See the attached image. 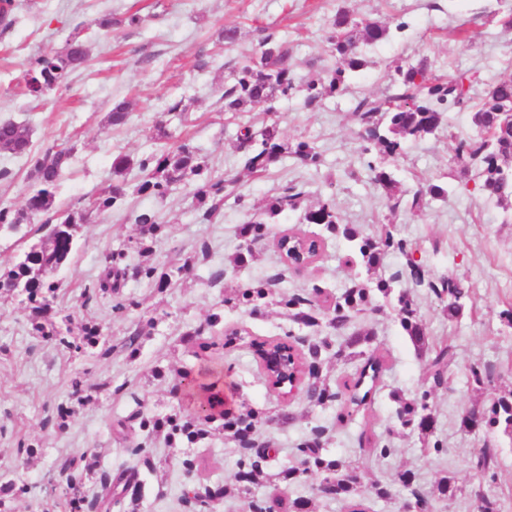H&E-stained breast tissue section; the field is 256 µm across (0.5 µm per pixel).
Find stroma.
I'll return each instance as SVG.
<instances>
[{
  "instance_id": "obj_1",
  "label": "stroma",
  "mask_w": 512,
  "mask_h": 512,
  "mask_svg": "<svg viewBox=\"0 0 512 512\" xmlns=\"http://www.w3.org/2000/svg\"><path fill=\"white\" fill-rule=\"evenodd\" d=\"M367 17L386 26V39L363 46L366 67L350 75L341 95L325 99L315 108L304 105L302 94L277 98L273 104L247 107L238 118L224 113L222 88L231 72L257 52L263 32L276 33L291 49L298 80L336 64V52L326 32L338 10ZM142 16L140 26L124 24L126 15ZM512 13V0H14L12 24L0 29V121L11 120L30 130L31 147L39 152L50 145L73 148L72 166L60 183L56 202L70 205L86 199L112 181V158L141 155L159 147L158 126L167 106L189 98L185 122L171 121L173 140L190 139L215 174L235 180L234 197L213 223H200L186 186L165 199L131 194L124 205L92 214L79 232L76 250L65 266L54 272L61 285L58 305L71 313L74 325L95 321L102 325L113 351L72 354L55 343L30 334L27 311L15 298L0 299V478L21 479L30 494L13 501V512H59L58 493L51 480L61 463L84 452L93 453L103 470L119 471L132 465L129 445L142 442L158 462L156 473L141 472L146 482L140 512H193L183 499L187 486L235 485L240 453L226 440L219 424L194 446L170 444L164 436H146L132 430L119 441L113 430L118 420L142 411L166 415L191 409L188 392H174V372L189 370L196 380H207L211 370L224 372V394L229 405L248 406L261 413L263 422L254 438L273 449L266 470L273 479L248 493H230L210 505V512H248L251 500L312 499L314 512H347L344 499L316 495L319 475L296 480L283 471L295 464L298 445L321 430V444L332 456L358 466L365 481H380L389 498L366 494L369 512H402L411 490L430 496L432 512H475L479 495L497 497L501 512H512V438L461 424L465 409L490 404L512 390V327L500 318L503 304L512 300V207L465 189L468 179L454 160L455 139L471 132L467 112H451L447 126L420 140L408 141L402 158L390 162L397 190L404 197L427 182H444L454 190L442 201H429L421 215L391 210L384 189L374 184L366 167L358 126L353 116L363 97L386 94L397 66L426 61L448 77L475 71L482 78H512V28L502 19ZM112 18V28H98L99 19ZM89 39L87 65L73 74L67 86L41 99L24 90L23 69L30 57L60 51L75 27ZM236 28L233 44L219 40L222 30ZM205 56L207 68L196 66ZM130 105L126 123L109 126L114 103ZM276 120L289 141L314 142L322 154L318 168H304L282 158L263 176L249 174L236 141L239 124L261 127ZM27 157L0 153V199L22 207L29 191ZM303 185L304 204L332 197L343 223L362 234L375 225H390L394 235L417 243L419 258L438 277L462 280L471 290L464 316L449 322L434 295L413 287L406 276L408 258L387 252L378 270L394 288L410 291L426 328L429 343L449 340L456 359L447 387L432 395L433 439L443 443V454H427L418 432H397L390 397L397 391L411 398L426 387L427 362L403 332L391 305L352 317L347 331H366L369 346L386 361L379 389L370 405L344 423H337L336 404L310 406L304 395L283 401L265 382L262 369L247 346L223 355H194L185 333L202 330L220 335L236 329L243 336H308L306 327L293 323L280 307L252 315L245 307L224 304L226 293L259 279L275 281L274 291L288 295L319 287L327 300H335L357 275L348 265V242L326 238L322 258L302 271L284 267L276 239L285 233H322V226L304 224L300 214L277 216L265 237L254 246V257L238 268L239 227L261 210L287 183ZM143 210L157 212L163 232L148 256L131 246L139 236L133 221ZM208 248L186 283L156 293L147 280L128 276L122 289L130 304L121 315L112 311L111 299L83 302L84 289L93 287L114 250L127 251L128 267L149 262L158 267L179 263ZM217 313L220 325L208 327ZM149 325L137 353L123 347L137 326ZM486 366L492 383L476 389L468 382L470 365ZM82 376L88 401L76 406L65 425H58L57 408L70 401V380ZM26 444L35 454L19 466L16 450ZM499 450L494 476L477 478L471 460L484 445ZM387 456H380L382 447ZM192 460L186 468L184 460ZM409 483H402L401 475ZM454 475L463 492L448 499L434 494L437 481Z\"/></svg>"
}]
</instances>
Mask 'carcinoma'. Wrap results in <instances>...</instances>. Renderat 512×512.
Returning <instances> with one entry per match:
<instances>
[{
	"label": "carcinoma",
	"instance_id": "1",
	"mask_svg": "<svg viewBox=\"0 0 512 512\" xmlns=\"http://www.w3.org/2000/svg\"><path fill=\"white\" fill-rule=\"evenodd\" d=\"M386 35L387 28L374 21H357L345 12L336 13L329 25L326 40L336 51L339 65L300 85L295 81L288 47L274 35L268 34L260 42L258 53L235 70L225 84L222 93L224 112L235 117L249 105L270 103L278 96L286 97L295 92L303 93L307 105L316 106L324 99L343 92L346 89V74L356 72L365 65L360 44L378 42ZM88 61V41L83 37L82 30L76 28L63 50L38 56L26 64L24 81L28 94L34 98L49 95L63 86L68 77ZM480 81L479 75L468 72L442 78L435 75L424 62L399 67L385 96L377 99L365 97L357 103L355 116L363 142L362 151L368 153L374 149L382 160L397 159L403 155L407 141L422 139L444 125L445 108L470 107L473 109L474 129L470 135L459 139L455 148L456 156L474 169L475 191L500 200L511 198L512 80L487 84L482 98L475 102L472 91ZM238 138L240 147L245 149L244 168L256 176L269 172L286 154L306 168H316L322 162L321 153L313 143L307 140L289 142L274 120L257 130L245 125L240 129ZM0 152L30 157V192L24 206L18 209L0 201V233H13L21 225L35 222L49 226L45 235L19 255L8 270L0 273V283L5 285L3 296L22 297L28 310L31 335L53 341L71 353L81 354L100 348L103 328L98 323L88 322L75 334L70 327L72 317L67 315L61 320L57 319L56 303L60 285L48 279V275L70 261L75 251L77 231L81 225L89 223L92 213L107 211L124 200L129 170L136 168L142 174L141 181L136 185V192L140 195L163 198L179 185L192 186L193 206L203 223L216 219L224 200L234 193L233 182L213 174L206 158L189 142L183 141L175 147L154 149L137 157L115 156L112 159V183L99 189L88 201L63 209L56 205V191L70 167L74 148L53 145L32 155L28 129L9 120L0 121ZM368 169L374 183L387 192L394 210L403 206L420 214L427 199H445L451 191L446 183L429 182L417 190L412 198L405 200L392 194L396 181L384 164L370 163ZM304 195L305 192L298 186L288 185L271 198L263 210L252 214L241 225L243 243L234 258L235 265L243 266L253 258L254 243L266 235V218L285 210L298 209ZM300 219L303 224L321 225L327 232L340 235L352 243V250L359 256L367 279H354L336 297L333 307L328 309L320 307L304 294L277 295L266 280L237 289L234 296L224 298V303L245 306L252 314L270 305L281 306L288 309V316L298 325L316 330L325 325L339 332L352 316L376 309L375 294L379 293L386 299L392 294L390 281L373 278L384 254L392 249L409 256V279L416 286L431 289L448 321L455 322L463 317L469 289L453 277H432L427 265L414 259L416 248L404 239L395 238L387 226H381L375 236L363 235L353 226L341 222L335 203L330 198H320L306 207ZM135 223L139 224L140 234L136 248L145 252L165 225L158 214L149 211L138 213ZM291 245L300 250V255L317 260L321 257L324 242L318 237L294 233L291 235ZM125 257L124 250L113 251L99 285L84 291L88 300L95 294L114 297L112 311L116 314L124 313L129 307V303L120 296V288L126 280ZM197 260L196 255L188 256L181 265L168 272H160L152 265H140L138 275L154 282L156 290L162 292L172 285L174 274L187 273ZM393 308L406 336L426 357L430 381V386L416 397L406 399L396 396L399 403L397 418L401 427H410L426 439L432 433L431 396L434 390L447 383L448 369L454 362L455 352L453 346L444 341L436 344L428 342L417 305L410 294L399 293ZM199 335V331L188 333L197 356L235 349L243 341V337L235 332L202 342ZM364 341L366 338L356 333L346 342V348L353 350V356L359 357L361 363L343 382L342 389L336 391L322 379L320 373L324 357L331 349L326 337L314 339L305 353L296 346L289 332L283 338H253L248 342V348L262 365L270 352H280L288 362V379L302 375L308 377L306 393L311 402L316 405L340 402L336 421L342 424L371 401L385 371L382 356L375 352L355 351ZM177 376L179 383L176 387L184 386L197 391V406L192 418L185 417L179 411L164 417L137 411L118 422V426L129 430L136 427L149 434L164 432L172 443L179 441L192 445L205 439L207 427L220 420L224 430L232 433L234 441L244 450L238 461L239 490L246 491L249 485L259 483L264 475L261 459L265 455H260L257 460L249 454V450L253 448L252 435L261 421L260 414L251 408H224V377L219 373L213 375L210 382L202 384L187 373L179 372ZM474 417L479 418L480 427L500 431L512 438V390L488 406H471L464 412L462 424H468ZM299 457V466L288 468L284 475L297 479L312 473L322 474L317 492L349 500V512H366L363 496L367 491L380 498L388 496L386 486L377 482L367 486L361 482L358 467L323 454L316 440L303 443L299 447ZM496 464V449L487 445L481 448L475 464L477 471L486 476L494 471ZM94 466L95 463L85 454L61 464L60 472L65 475V485L59 506L64 512H85L87 507L107 508L114 497L129 501L128 512H139L144 483L136 467L114 477L102 475V496L91 502L86 501L83 494L85 479ZM225 492L227 489L224 487H206L202 490L194 487L185 492L184 499L196 507L197 512H206L209 503L223 498ZM436 492L450 498L462 492V488L454 476L446 475L437 483ZM27 493L28 484L25 482L1 480L0 512H12L11 503Z\"/></svg>",
	"mask_w": 512,
	"mask_h": 512
}]
</instances>
